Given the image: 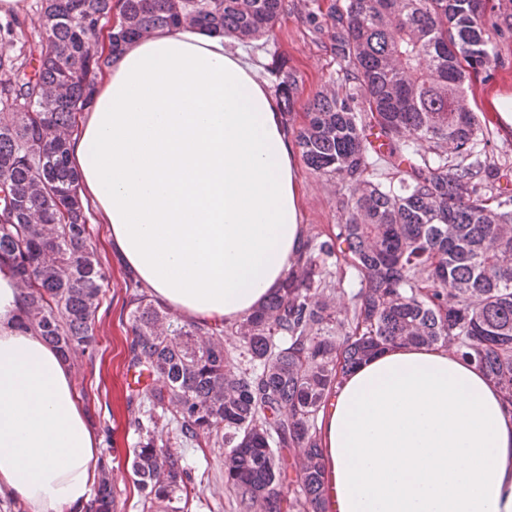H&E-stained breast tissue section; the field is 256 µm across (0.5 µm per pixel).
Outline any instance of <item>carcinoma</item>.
I'll use <instances>...</instances> for the list:
<instances>
[{
	"label": "carcinoma",
	"instance_id": "carcinoma-1",
	"mask_svg": "<svg viewBox=\"0 0 512 512\" xmlns=\"http://www.w3.org/2000/svg\"><path fill=\"white\" fill-rule=\"evenodd\" d=\"M114 0H40L35 57L0 37V271L21 288L20 325L68 360L94 362L107 273L69 165L77 114L93 102L112 53L134 37L191 24L238 40L274 26L284 0H121L112 51L93 50ZM503 0H335L307 22L333 42L342 80L316 91L295 145L318 176L345 188L336 232L306 236L274 295L243 322L172 315L126 283L129 390L140 440L131 469L144 512H189L194 470L156 432L225 449L224 485L238 512H329L318 419L349 370L394 344H443L476 365L512 404V196L480 159L472 76L503 66L493 44ZM275 95L291 116L297 83ZM378 131L375 150L366 132ZM358 291L343 318L335 268ZM304 449L291 465L286 452ZM83 512H115L110 461Z\"/></svg>",
	"mask_w": 512,
	"mask_h": 512
}]
</instances>
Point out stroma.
<instances>
[{
  "mask_svg": "<svg viewBox=\"0 0 512 512\" xmlns=\"http://www.w3.org/2000/svg\"><path fill=\"white\" fill-rule=\"evenodd\" d=\"M329 0H285L284 12L274 31L266 37L243 44L242 49L268 85H275L271 68L273 55H281L298 81L299 94L294 109L295 121H302L308 98L320 86L336 76V58L332 43L325 34L313 31L307 21L308 12L326 6ZM497 51L507 59L505 68L497 70L485 81L475 80L468 98L472 109L484 116L483 134L487 154L500 168L498 187L512 195V129L503 130L489 112L485 99L490 90L512 94V34L497 39ZM305 192L304 222L307 227L323 232L335 231L339 222L336 200L342 189L336 182L302 168ZM89 231L97 245L98 255L109 279L96 322L99 353L94 364L80 356H72L74 383L83 385L89 395L83 408L94 427L111 426L112 447L107 455L112 461V491L117 512H142L141 497L131 472V451L138 440L125 399L122 374L126 369V347L131 335L128 321L126 274L112 260L106 225L100 224L95 212H88ZM180 451L186 464L200 480V498L193 512H237L224 487V467L220 449L200 450L187 445Z\"/></svg>",
  "mask_w": 512,
  "mask_h": 512,
  "instance_id": "35a3bbf8",
  "label": "stroma"
}]
</instances>
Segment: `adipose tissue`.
Wrapping results in <instances>:
<instances>
[{
    "instance_id": "ef3b65f1",
    "label": "adipose tissue",
    "mask_w": 512,
    "mask_h": 512,
    "mask_svg": "<svg viewBox=\"0 0 512 512\" xmlns=\"http://www.w3.org/2000/svg\"><path fill=\"white\" fill-rule=\"evenodd\" d=\"M69 163L117 261L174 316L241 322L306 238L279 102L233 39L159 29L114 54ZM0 272V492L81 512L100 454L71 365L18 327ZM318 427L333 512H512V406L448 348L396 346L351 370Z\"/></svg>"
}]
</instances>
